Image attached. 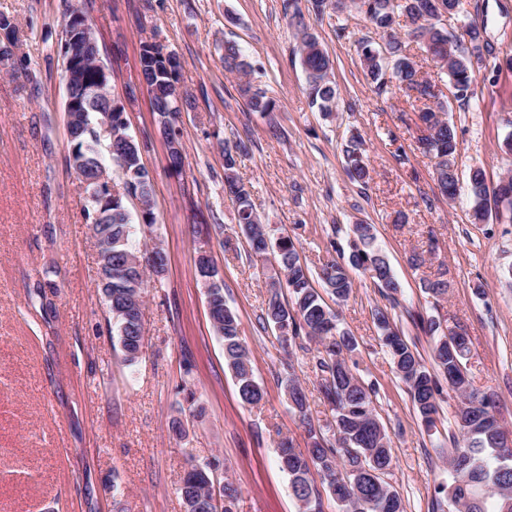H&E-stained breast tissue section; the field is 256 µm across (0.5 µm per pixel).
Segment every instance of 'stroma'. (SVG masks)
<instances>
[{"instance_id": "stroma-1", "label": "stroma", "mask_w": 512, "mask_h": 512, "mask_svg": "<svg viewBox=\"0 0 512 512\" xmlns=\"http://www.w3.org/2000/svg\"><path fill=\"white\" fill-rule=\"evenodd\" d=\"M94 29L111 73L112 97L129 131L145 142L142 163L153 184L152 230H138L135 249L160 242L168 263L143 290V354L127 364L98 282V247L81 183L70 168L59 52L67 11ZM22 47L0 67V512H184L176 487L187 460L210 466L239 491L237 512H299L276 448L298 451L310 429L334 412L324 399L315 340L282 346L262 320L270 267L250 255L236 212L224 194V147L243 142L237 171L271 236L288 235L312 274L346 264L351 227H375L376 243L400 285L391 316L402 336L432 365V340L414 315L465 331L474 389L495 394L497 415L512 432V223L474 222L466 191L442 197L434 161L418 143L423 102L400 92L377 94L357 43L381 36L363 14L333 9L311 15L308 29L334 62L338 105L331 116L312 107L297 37L282 0H0ZM484 26L493 55L512 48V0H461L441 27L459 32L466 18ZM344 37H337L338 27ZM157 42L176 53L180 86L191 108L177 126L182 174L167 167L158 115L139 83L141 47ZM236 43L254 78L277 108L249 111L237 80L224 70V45ZM458 140L456 170L467 184L473 167L488 183L512 168L502 153L512 133V71L481 69L467 103L440 93ZM361 136L371 178L346 171L344 146ZM221 272L224 299L264 390L244 405L224 361V345L207 314L198 251ZM423 266H413V255ZM445 275L436 299L423 281ZM349 298L337 305L339 327L354 336L350 361L379 393L374 406L391 440L385 481L406 512H432L435 489L448 479V431L458 395L444 390L435 428H426L381 346L374 320L388 301L357 269ZM297 380L308 405L299 413L287 384ZM181 421L183 434L172 430Z\"/></svg>"}]
</instances>
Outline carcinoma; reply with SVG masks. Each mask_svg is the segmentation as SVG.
I'll return each mask as SVG.
<instances>
[{
  "label": "carcinoma",
  "mask_w": 512,
  "mask_h": 512,
  "mask_svg": "<svg viewBox=\"0 0 512 512\" xmlns=\"http://www.w3.org/2000/svg\"><path fill=\"white\" fill-rule=\"evenodd\" d=\"M301 0H283L284 15L297 32L300 40V60L306 75L310 104L319 111L331 114L336 108L338 90L332 80L333 60L311 34L304 22ZM460 0H335V8L343 12L356 8L369 24L386 38L384 45H375L369 39L358 42L361 65L381 92L390 88L387 69L398 81L405 94L414 93L418 99L435 97L434 84L420 75L412 57L406 53L393 24L403 16L410 22L411 35L445 68L448 92L457 101L470 98L477 71L484 62L483 27L475 19L463 23L467 41L460 45L456 37L437 25L444 15L459 12ZM19 48L18 29L13 20L0 13V63L6 65ZM140 64L149 84L155 87L159 112L170 109L180 111L167 95L168 87L178 81V65L173 58L162 53L155 43L142 45ZM224 70L238 76V92L254 112H272L275 102L257 88L252 80V65L246 61L238 46L224 44ZM98 72L95 61L85 69V84L74 90V97L88 112L84 132L71 142V152L90 158L101 155L97 117L105 110L98 98L91 94L96 86ZM429 134L420 139L424 152L435 159L434 177L440 193L452 201L459 191L455 168L457 151L456 132L448 121L433 109L420 114ZM361 141L353 137L345 148L347 173L350 179L365 185L369 179L368 166L360 151ZM242 150L224 147V190L237 213L238 223L244 229L247 241L269 238L264 225L254 211L250 192L236 169L235 152ZM140 148L124 157L112 156L122 170L133 198L148 206L143 215L134 216L126 199L112 204V221L94 224L92 230L104 252L112 262V275L108 287L112 296L129 306V316L114 311L113 325L124 360L137 361L136 344L143 341V323L135 299L142 293L145 280L133 286L128 267V256L135 254L130 247L134 222L155 224L152 185L149 175L141 166ZM467 193L475 221L482 223L491 216L512 219V175L498 180L495 186L487 184L484 169H471ZM353 250L349 256L351 266L369 275L381 293L395 306L398 304L399 284L390 264L380 249L375 247L376 236L371 224H355ZM269 254L277 263L278 276L271 277L273 293L265 309L264 321L283 333L306 336L322 345L317 366L325 374L321 391L335 410L336 446H328L314 429H309L312 442L307 453L295 450L291 441L280 442L279 465L288 475L294 496L305 512H320L314 483L320 480L336 496L344 512H405L401 497L387 484L383 476L393 461L390 438L379 420L374 407L378 386L357 379L347 365L343 354L357 348V340L337 327V315L332 311L314 286L309 268L303 263L294 243L281 237L269 243ZM323 287L336 303L350 295L352 280L346 270L336 262L322 268ZM288 290V299H281L278 289ZM375 320L383 332V344L388 349L396 372L404 383L421 419L434 425L439 414L437 396L442 387L435 374L424 364L416 347L400 336L389 317L388 310L378 308ZM213 327L224 343V360L235 380L241 401L257 406L264 399V391L255 379L250 365L249 351L240 339L235 312L228 306L220 310V318ZM426 333L436 338L433 359L439 372L448 377V386L455 388V380L466 375L464 360L468 346L454 345V337L441 333V323L427 320ZM288 397L300 413H305L307 397L302 386L294 380L288 383ZM468 404L457 408L455 420L459 434L451 435L453 448L448 458V512H512V445L507 443L508 433L503 430L494 414L492 394H479L473 390L459 393ZM212 483L191 467L184 471L177 492L181 500H190L195 512H227L212 504Z\"/></svg>",
  "instance_id": "cac0c4a2"
}]
</instances>
